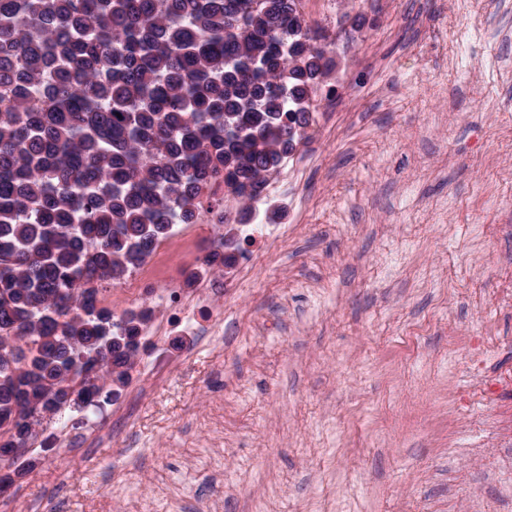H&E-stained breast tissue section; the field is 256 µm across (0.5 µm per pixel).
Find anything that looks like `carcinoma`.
<instances>
[{"mask_svg":"<svg viewBox=\"0 0 512 512\" xmlns=\"http://www.w3.org/2000/svg\"><path fill=\"white\" fill-rule=\"evenodd\" d=\"M299 0H0V453L118 401L154 308L99 298L177 224L239 223L331 66ZM204 258L230 266L240 247Z\"/></svg>","mask_w":512,"mask_h":512,"instance_id":"cac0c4a2","label":"carcinoma"}]
</instances>
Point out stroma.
<instances>
[{
  "instance_id": "35a3bbf8",
  "label": "stroma",
  "mask_w": 512,
  "mask_h": 512,
  "mask_svg": "<svg viewBox=\"0 0 512 512\" xmlns=\"http://www.w3.org/2000/svg\"><path fill=\"white\" fill-rule=\"evenodd\" d=\"M301 12L334 66L268 177L282 246L205 219L107 288L154 308L151 346L0 512H512V470L469 454L512 453V0ZM229 229L248 273L203 264Z\"/></svg>"
}]
</instances>
